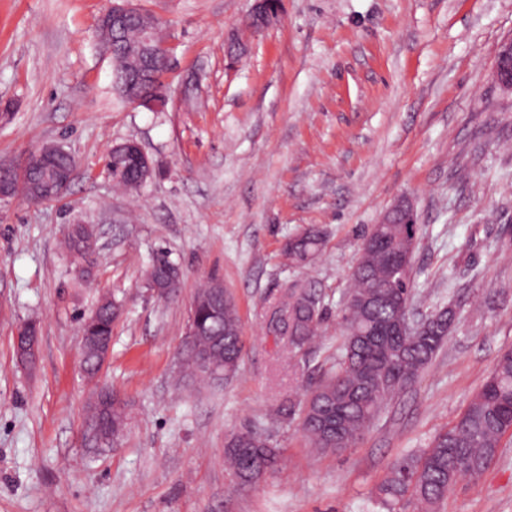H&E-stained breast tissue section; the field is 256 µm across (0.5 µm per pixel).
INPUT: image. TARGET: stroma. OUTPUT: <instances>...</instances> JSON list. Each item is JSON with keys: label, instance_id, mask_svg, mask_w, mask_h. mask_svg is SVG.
I'll return each instance as SVG.
<instances>
[{"label": "stroma", "instance_id": "1", "mask_svg": "<svg viewBox=\"0 0 512 512\" xmlns=\"http://www.w3.org/2000/svg\"><path fill=\"white\" fill-rule=\"evenodd\" d=\"M253 0H140L171 50L172 97L159 112L125 100L97 34L105 0H0V160L58 145L78 163L60 201L0 202V512H385L377 488L400 456L452 425L498 357L512 350V94L496 83L512 0H282L277 21L228 39ZM137 141L160 172L115 190L103 157ZM419 233V311L453 303L432 365L345 452L310 448L283 417L314 369L290 358L267 321L284 279L309 281L330 314L329 358L360 235L400 197ZM97 232L92 279L62 246L70 225ZM326 231L320 256L287 271L282 242ZM182 271L158 296L157 248ZM234 295L244 347L230 382L178 377L200 281ZM121 305L96 382L81 367V316ZM36 321L40 359H16L17 326ZM118 391L120 448L84 435L94 386ZM258 430L275 469L241 485L224 438ZM438 512H512V437Z\"/></svg>", "mask_w": 512, "mask_h": 512}]
</instances>
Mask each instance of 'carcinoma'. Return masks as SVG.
I'll use <instances>...</instances> for the list:
<instances>
[{
  "instance_id": "carcinoma-1",
  "label": "carcinoma",
  "mask_w": 512,
  "mask_h": 512,
  "mask_svg": "<svg viewBox=\"0 0 512 512\" xmlns=\"http://www.w3.org/2000/svg\"><path fill=\"white\" fill-rule=\"evenodd\" d=\"M140 27L132 23L118 37L112 50L113 82L122 83L126 71L123 45L138 41ZM113 184L135 191L134 175L124 170V162L112 160ZM37 176L25 173L14 180V194L26 199L35 192ZM325 241L324 230L309 225L287 237L280 250L281 265L294 270L309 265L319 255ZM416 247L405 216L395 214L381 225L377 241L359 251L360 273L349 277L341 309L342 334L334 354L320 365L319 381L306 390L298 409L299 428L309 445L321 453L334 448L352 447L364 431L380 416L385 403L414 381L428 367L448 339V322L453 312L440 308L439 321L413 339L393 333L392 323L400 304L415 302L412 263L399 266L396 257ZM176 264L170 253L157 249L146 273L149 288L165 297V287L175 278ZM196 323L200 328L198 346L210 351L224 366V376L240 370L242 325L231 293L219 301L211 291V282L197 289ZM116 302L104 299L88 318L91 339L112 342V311ZM324 298L312 283L301 279L284 280L279 305L272 313L269 331L282 338L288 354L309 363L320 349L321 330L326 320ZM180 368L184 375L194 374L201 381L207 376L197 365L195 349L183 348ZM91 421H109L112 433L123 436L126 414L112 409L88 415ZM512 434V351L499 356L482 386L454 424L440 431L429 446L418 454L397 459L379 486V495L387 505L404 498L432 512L447 497L451 486L464 476L482 474L498 454L501 441ZM280 449L263 433L246 429L232 432L224 440V461L240 484L251 485L275 466Z\"/></svg>"
}]
</instances>
